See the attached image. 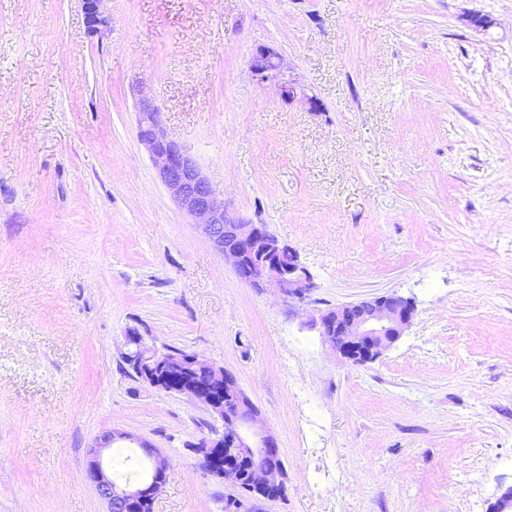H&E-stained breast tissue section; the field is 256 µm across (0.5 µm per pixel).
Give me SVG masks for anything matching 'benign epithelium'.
I'll use <instances>...</instances> for the list:
<instances>
[{
    "mask_svg": "<svg viewBox=\"0 0 512 512\" xmlns=\"http://www.w3.org/2000/svg\"><path fill=\"white\" fill-rule=\"evenodd\" d=\"M88 33L99 35L111 28V15L104 8L106 0H81ZM253 75L262 82L277 81L280 57L259 49L251 58ZM137 140L149 156L158 178L178 206L229 262L237 276L251 287L264 291L276 289L289 298H300L313 288L312 276L298 254L282 244L265 225L252 224L231 216L212 184L203 174L197 159L166 133L163 112L155 101L142 96L137 103ZM288 258V267L281 261ZM414 302L396 295L379 296L369 301L344 305L321 317V334L331 349L345 358L364 363L377 358L392 346L410 325ZM138 345L143 357L132 359L121 352L122 361L133 365L142 383L167 393L183 395L202 404L224 426L222 434L201 439L190 446L203 466L214 476L238 486L236 459L247 456L257 461L248 477V485L263 498H274L283 485L284 469L264 460L279 457L276 439L264 430L257 412L235 377L223 367L197 353L189 352L183 360L207 372L210 383L190 385L179 380L180 369L173 366L171 346L127 330L124 347ZM120 440L136 442L144 449L153 466L146 481L118 484L103 466V451ZM169 465L161 451L124 431H107L98 445L89 450L86 478L107 505V512H132L137 504L156 501L167 480Z\"/></svg>",
    "mask_w": 512,
    "mask_h": 512,
    "instance_id": "7a95c632",
    "label": "benign epithelium"
}]
</instances>
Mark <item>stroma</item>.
I'll list each match as a JSON object with an SVG mask.
<instances>
[{
	"mask_svg": "<svg viewBox=\"0 0 512 512\" xmlns=\"http://www.w3.org/2000/svg\"><path fill=\"white\" fill-rule=\"evenodd\" d=\"M0 0V512H106L88 451L159 448L154 512H224L207 409L130 378L128 328L231 372L276 438L261 512H491L512 488V0ZM489 15L488 29L469 17ZM282 59L288 99L250 69ZM149 92L304 299L242 282L136 137ZM416 311L376 360L321 312ZM88 33L99 35L111 28V15L104 8L106 0H81Z\"/></svg>",
	"mask_w": 512,
	"mask_h": 512,
	"instance_id": "35a3bbf8",
	"label": "stroma"
}]
</instances>
